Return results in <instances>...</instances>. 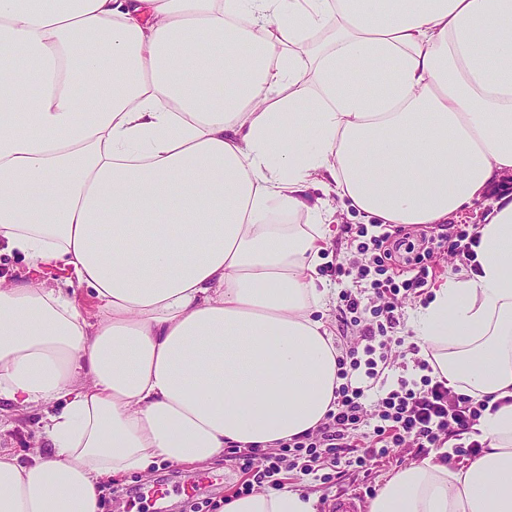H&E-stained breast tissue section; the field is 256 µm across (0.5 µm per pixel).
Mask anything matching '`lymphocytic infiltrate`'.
Wrapping results in <instances>:
<instances>
[{
	"label": "lymphocytic infiltrate",
	"instance_id": "obj_1",
	"mask_svg": "<svg viewBox=\"0 0 512 512\" xmlns=\"http://www.w3.org/2000/svg\"><path fill=\"white\" fill-rule=\"evenodd\" d=\"M404 243V238L390 233L376 236L359 244L360 258L352 266L337 264V276L354 279L353 287L341 291L338 311L358 327L359 334L339 338L341 383L333 408L316 430L290 439L275 452L229 449V457L240 462L246 475L240 494L252 493L258 483L279 486L284 470L302 478L326 468L339 474L351 466L369 471L395 450L426 455L451 440L456 443L455 454H480L482 443L465 441L464 436L477 425L490 397L460 394L446 381L432 378L420 346L406 344L402 334L401 301L424 287L427 268L400 281L376 278L371 271L372 266L393 259ZM369 310L376 320L362 324L361 317ZM403 345L414 355L420 379H390L392 349Z\"/></svg>",
	"mask_w": 512,
	"mask_h": 512
}]
</instances>
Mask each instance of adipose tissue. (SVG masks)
Listing matches in <instances>:
<instances>
[{
    "label": "adipose tissue",
    "instance_id": "adipose-tissue-1",
    "mask_svg": "<svg viewBox=\"0 0 512 512\" xmlns=\"http://www.w3.org/2000/svg\"><path fill=\"white\" fill-rule=\"evenodd\" d=\"M510 174L512 0H0V247L30 261L0 281V399L46 441L0 453V512H102L107 479L316 429L337 207L440 224ZM474 252L413 327L504 404L370 512H512V201Z\"/></svg>",
    "mask_w": 512,
    "mask_h": 512
}]
</instances>
